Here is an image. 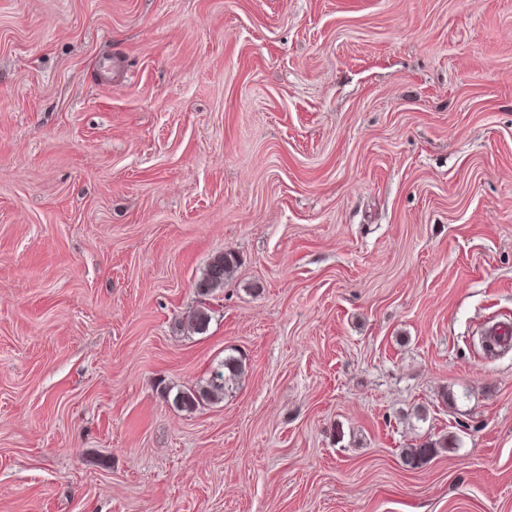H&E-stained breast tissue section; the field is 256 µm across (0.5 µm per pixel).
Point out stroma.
<instances>
[{"mask_svg":"<svg viewBox=\"0 0 512 512\" xmlns=\"http://www.w3.org/2000/svg\"><path fill=\"white\" fill-rule=\"evenodd\" d=\"M504 323L512 0H0V512H512ZM238 260L231 251L215 256L208 264L204 278L198 283V288L203 293L210 292L224 286V280L229 273L237 267ZM245 364L241 357L233 354L224 356L210 372V377L203 385L194 388L179 389L172 399L173 405L181 411L193 412L204 401L217 400L232 389L236 381L243 375ZM437 448H448V440L439 442L425 441L417 446L407 448L403 451L402 462L407 467L416 468L436 454Z\"/></svg>","mask_w":512,"mask_h":512,"instance_id":"obj_1","label":"stroma"}]
</instances>
